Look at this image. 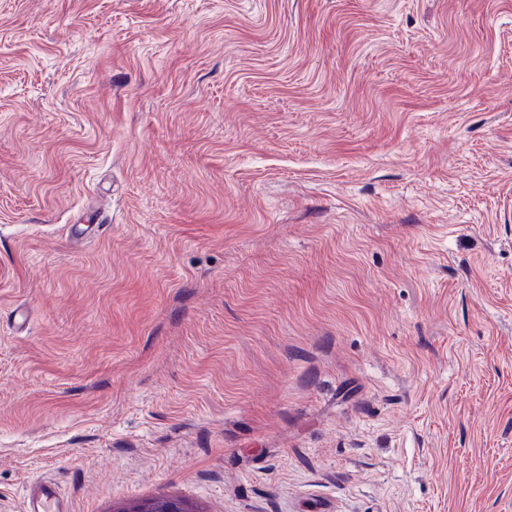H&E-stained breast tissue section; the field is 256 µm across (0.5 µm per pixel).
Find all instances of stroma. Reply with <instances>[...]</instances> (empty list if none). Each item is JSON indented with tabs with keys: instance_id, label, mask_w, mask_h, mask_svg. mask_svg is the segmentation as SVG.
Instances as JSON below:
<instances>
[{
	"instance_id": "obj_1",
	"label": "stroma",
	"mask_w": 512,
	"mask_h": 512,
	"mask_svg": "<svg viewBox=\"0 0 512 512\" xmlns=\"http://www.w3.org/2000/svg\"><path fill=\"white\" fill-rule=\"evenodd\" d=\"M512 512V0H0V512ZM27 512H66L62 501L50 484L34 486L29 494Z\"/></svg>"
}]
</instances>
